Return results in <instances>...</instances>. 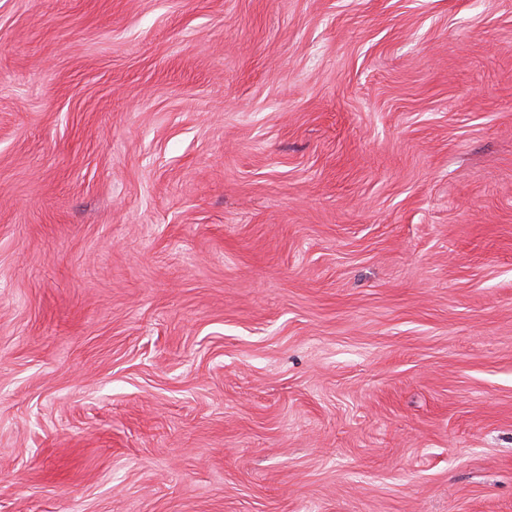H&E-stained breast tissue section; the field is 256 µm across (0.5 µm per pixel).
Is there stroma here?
<instances>
[{
  "mask_svg": "<svg viewBox=\"0 0 512 512\" xmlns=\"http://www.w3.org/2000/svg\"><path fill=\"white\" fill-rule=\"evenodd\" d=\"M0 512H512V0H0Z\"/></svg>",
  "mask_w": 512,
  "mask_h": 512,
  "instance_id": "stroma-1",
  "label": "stroma"
}]
</instances>
